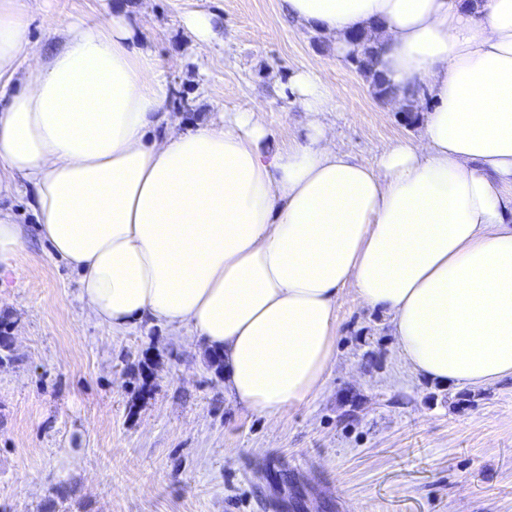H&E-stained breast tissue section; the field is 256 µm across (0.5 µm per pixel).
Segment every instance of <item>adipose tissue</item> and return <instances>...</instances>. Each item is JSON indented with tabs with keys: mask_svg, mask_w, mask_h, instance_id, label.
I'll return each instance as SVG.
<instances>
[{
	"mask_svg": "<svg viewBox=\"0 0 512 512\" xmlns=\"http://www.w3.org/2000/svg\"><path fill=\"white\" fill-rule=\"evenodd\" d=\"M340 55L368 31L375 68L425 92L419 139L366 165L337 147L328 84L292 89L308 122L271 146L260 109L177 130L161 63L123 18L28 36L0 0V198L30 192L40 239L81 275L88 317L156 323L224 360V390L269 419L318 396L353 287L390 318L415 376L512 377V0H281Z\"/></svg>",
	"mask_w": 512,
	"mask_h": 512,
	"instance_id": "adipose-tissue-1",
	"label": "adipose tissue"
}]
</instances>
